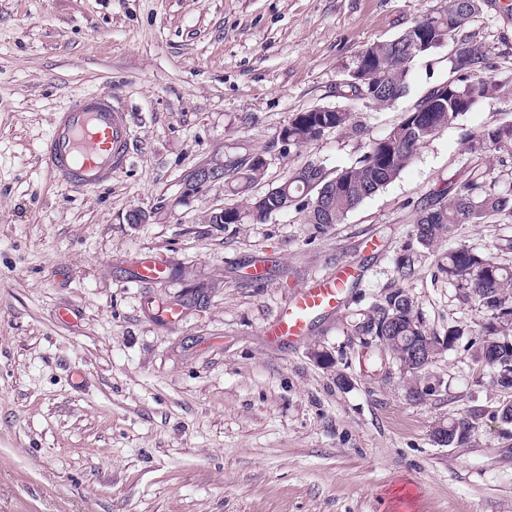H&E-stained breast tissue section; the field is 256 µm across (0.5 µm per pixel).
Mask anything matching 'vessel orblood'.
<instances>
[{
  "mask_svg": "<svg viewBox=\"0 0 512 512\" xmlns=\"http://www.w3.org/2000/svg\"><path fill=\"white\" fill-rule=\"evenodd\" d=\"M130 127L126 112L106 91L84 94L56 117L44 143L47 167L67 183L91 188L111 180L126 164ZM355 276L345 266L290 297L266 332L277 340L305 337L313 319L334 311Z\"/></svg>",
  "mask_w": 512,
  "mask_h": 512,
  "instance_id": "vessel-or-blood-1",
  "label": "vessel or blood"
}]
</instances>
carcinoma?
I'll return each instance as SVG.
<instances>
[{"label":"carcinoma","mask_w":512,"mask_h":512,"mask_svg":"<svg viewBox=\"0 0 512 512\" xmlns=\"http://www.w3.org/2000/svg\"><path fill=\"white\" fill-rule=\"evenodd\" d=\"M482 0H441L436 9L415 19L397 37L373 43L359 52L352 63L356 74L343 72V97L364 108H387L402 98L408 88L413 62L450 41L457 46L448 58L458 77L430 91L384 136L372 139L357 161L340 170L332 179L324 170L306 164L293 171L266 194L246 199L244 206L224 208V223L263 222L271 214L289 208L306 213L307 223L324 229L344 222L348 214L366 199L393 182L410 165L418 147L440 129L481 103L496 100L506 86L477 78L474 71L486 64V47L473 37L461 34L467 22L480 13ZM362 128L351 126V112L337 106L298 112L279 137L290 145L319 141L331 129ZM493 153L512 155V122L489 125L468 135L464 174L448 179V186L421 209L415 224L417 242L429 247L435 241L455 236L461 224H483L491 217L512 221V188L500 186L490 176L488 158ZM266 161L254 155L224 165V187L233 194L245 193L264 173ZM417 254L409 248L396 258V269L403 279L415 273ZM448 280L455 287L457 299L480 309L485 322L478 333L462 321L448 324L443 336L430 334L423 327L414 299L402 288L382 293L372 306L359 313L351 325L354 336H373L375 326L390 317L396 322L388 336H425L432 356L453 349L460 339L474 335L467 350L475 365L488 348L497 357L490 370L496 383L512 390V267L497 263L493 257L466 245L448 248ZM476 434V426L465 417L448 421V441L466 443Z\"/></svg>","instance_id":"carcinoma-1"}]
</instances>
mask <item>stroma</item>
Instances as JSON below:
<instances>
[{
	"label": "stroma",
	"mask_w": 512,
	"mask_h": 512,
	"mask_svg": "<svg viewBox=\"0 0 512 512\" xmlns=\"http://www.w3.org/2000/svg\"><path fill=\"white\" fill-rule=\"evenodd\" d=\"M440 3L0 0V512H394L402 499L408 512H512V424L498 415L512 390L460 346L429 368L444 389L411 401L408 376L374 373L349 331L388 288L407 290L437 335L483 322L443 258L464 244L512 266V223L466 224L427 248L414 225L461 173L466 135L512 121V95L440 130L325 229L292 208L207 224L243 197L220 182L183 194L184 173L215 157L263 155L252 196L308 163L330 177L350 165L455 74L440 47L413 63L403 98L369 112L340 96L343 71ZM463 32L488 49L480 76L512 86V0H485ZM93 91L130 112L132 158L79 189L41 149L57 113ZM336 105L364 135L281 142L295 113ZM136 208L147 223H130ZM407 246L418 262L403 280ZM145 260L165 265L161 284L140 281ZM347 264L359 276L344 303L302 341L264 335L292 294ZM473 411L469 443L434 437Z\"/></svg>",
	"instance_id": "stroma-1"
}]
</instances>
